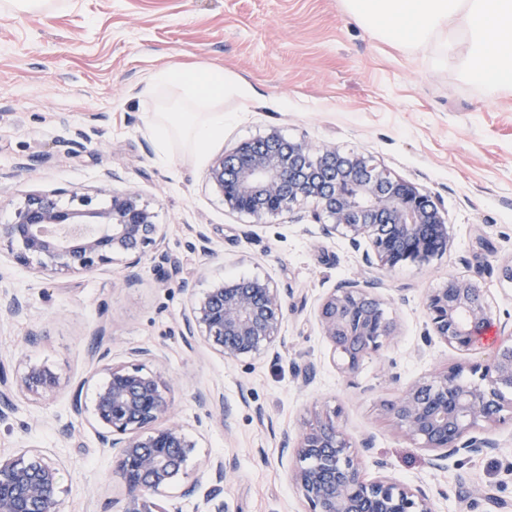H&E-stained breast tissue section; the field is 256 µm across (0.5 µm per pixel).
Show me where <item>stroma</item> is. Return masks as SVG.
Returning a JSON list of instances; mask_svg holds the SVG:
<instances>
[{
    "mask_svg": "<svg viewBox=\"0 0 512 512\" xmlns=\"http://www.w3.org/2000/svg\"><path fill=\"white\" fill-rule=\"evenodd\" d=\"M433 52L371 35L342 0H54L43 9L0 11V225L28 194L56 189L95 196L133 189L156 212L162 248L179 267L165 278L144 260L135 282L121 265L46 279L0 252V305L18 297L23 319L0 312V363L56 370L44 400L20 397L0 419V454L36 450L60 469L63 512L121 507L91 416L71 409L75 387L91 400L104 378L93 344L111 362L151 349L148 369L176 380L173 417L198 442L186 464L233 466L229 512H305L282 447L302 422L335 412L360 447L366 478L387 475L424 488L435 512H512V391L501 421L480 429L490 446L443 467L410 440L385 405L409 384L456 364H487L492 346L463 352L424 343L425 297L457 276L483 289L495 338L512 337V94L488 97ZM170 63H206L244 82L248 97L224 100V136L201 151L157 157L146 131L150 73ZM278 131L344 153L435 196L448 225L445 253L386 270L367 266L346 238L326 235L302 207L257 221L224 206L208 181L213 159ZM118 181H110L109 173ZM207 252L191 250L196 231ZM266 277L286 292L279 356L225 362L200 338L182 336L192 295L212 283ZM372 279L397 334L342 371L316 319L321 298L346 280ZM40 340L31 345L29 333ZM215 399L206 411L200 398Z\"/></svg>",
    "mask_w": 512,
    "mask_h": 512,
    "instance_id": "35a3bbf8",
    "label": "stroma"
}]
</instances>
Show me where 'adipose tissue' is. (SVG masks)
Instances as JSON below:
<instances>
[{"label":"adipose tissue","instance_id":"1","mask_svg":"<svg viewBox=\"0 0 512 512\" xmlns=\"http://www.w3.org/2000/svg\"><path fill=\"white\" fill-rule=\"evenodd\" d=\"M347 13L385 41L410 48L435 45L436 66H455L487 96L512 92V0H344ZM466 54H459L460 44ZM243 84L207 65H169L152 72L146 93L175 97L173 109L150 112L146 129L161 156L173 145L200 150L224 133V99L244 96Z\"/></svg>","mask_w":512,"mask_h":512}]
</instances>
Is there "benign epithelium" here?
Here are the masks:
<instances>
[{
  "label": "benign epithelium",
  "instance_id": "benign-epithelium-1",
  "mask_svg": "<svg viewBox=\"0 0 512 512\" xmlns=\"http://www.w3.org/2000/svg\"><path fill=\"white\" fill-rule=\"evenodd\" d=\"M208 180L227 207L257 218L313 202L317 215L327 219L325 234L345 235L357 250L366 246L369 267L426 262L448 249V225L438 200L357 153L341 154L271 132L216 157ZM61 195L27 196L11 221L0 225V245L19 264L44 276L89 275L122 262L126 281L134 279L146 250L161 241L156 215L141 195L130 189L114 192L109 206L101 207L92 196L74 193L68 208L59 204ZM375 288L372 280L346 281L318 305L322 335L349 374L396 333ZM425 308L434 335L460 351L479 345L492 325L483 290L458 277H448L430 292ZM285 316L282 295L268 279L218 283L192 299L182 335L202 337L225 361L235 362L285 344L280 335ZM104 371L92 407L84 404L79 387L72 396L73 411L90 413L101 428V445L117 449L113 473L127 490L120 512H168L161 502L185 475L197 448L171 415L175 382L145 370L142 363L111 364ZM470 371L480 373V381L466 379L463 367L456 366L405 387L386 404L397 426L434 452L436 462L484 447L485 441L472 432L501 420V390L512 387V342L501 343L488 364ZM58 385L55 372L37 365L0 379V416L15 409L16 395L45 398ZM293 452L297 465L289 477L307 512H435L419 487L386 476L366 479L334 413L305 422ZM230 472L224 459H208L184 494L205 485L204 512H228L224 481ZM0 512H61L58 467L36 451L0 455Z\"/></svg>",
  "mask_w": 512,
  "mask_h": 512
}]
</instances>
